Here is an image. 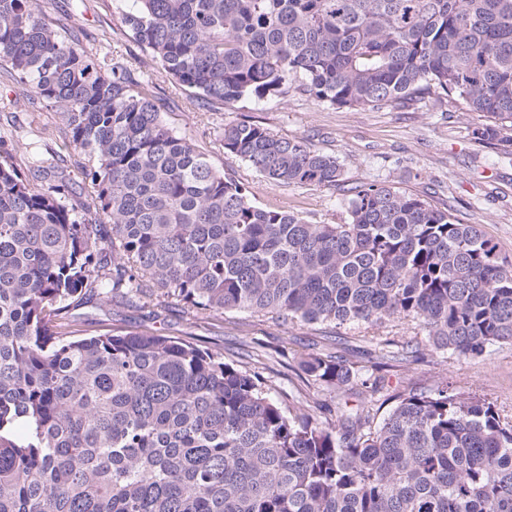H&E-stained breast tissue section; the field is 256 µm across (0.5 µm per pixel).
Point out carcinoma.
<instances>
[{"label":"carcinoma","instance_id":"cac0c4a2","mask_svg":"<svg viewBox=\"0 0 512 512\" xmlns=\"http://www.w3.org/2000/svg\"><path fill=\"white\" fill-rule=\"evenodd\" d=\"M122 22L173 83L213 108L293 90L326 107L453 101L512 159V0H130ZM0 54L94 159L84 216L53 159L32 178L0 151V512H512V421L479 396L384 388L422 348L512 344V262L475 224L384 183L352 187L340 224L264 208L162 120L150 85L67 42L36 0H0ZM224 153L287 185L331 188L336 157L243 120ZM111 223L107 231L97 221ZM174 298L276 322H416L371 367L303 370L354 412L283 406L263 371L192 343L86 323L81 295Z\"/></svg>","mask_w":512,"mask_h":512}]
</instances>
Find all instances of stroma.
Masks as SVG:
<instances>
[{
  "instance_id": "35a3bbf8",
  "label": "stroma",
  "mask_w": 512,
  "mask_h": 512,
  "mask_svg": "<svg viewBox=\"0 0 512 512\" xmlns=\"http://www.w3.org/2000/svg\"><path fill=\"white\" fill-rule=\"evenodd\" d=\"M37 4L62 38L78 41L95 58L120 57L131 66L134 81L152 83L166 124L205 152L218 170L248 185L259 206L295 213L313 223L336 224L345 215L348 188L377 181L478 225L499 253L512 260V162L475 142L472 132L483 122L480 114L452 102L437 110L426 101L404 109H333L295 93L276 102L245 100L201 109L194 105L190 91L172 87L160 66L126 34L122 15L129 0H37ZM244 116L276 135L304 139L315 150L335 156L342 168L340 184L333 188L278 184L225 154L224 126ZM0 132L10 139L14 162L22 173L30 171L29 150L35 146L54 155L67 170L78 196L93 194L83 173L89 161L70 147L56 110L23 94L1 59ZM80 310L92 318L111 316L114 326L128 331L190 341L243 368L265 363L271 397L284 403L289 396L309 394L331 409L335 399L300 379L303 358L336 352L361 366L372 360L377 337L420 333L415 324L398 322L339 328L300 321L278 325L246 311L196 313L173 299L153 307L130 297L104 305L90 298ZM386 378L392 389L446 384L475 393L512 418V344L490 347L472 360L430 352L410 368L387 371Z\"/></svg>"
}]
</instances>
